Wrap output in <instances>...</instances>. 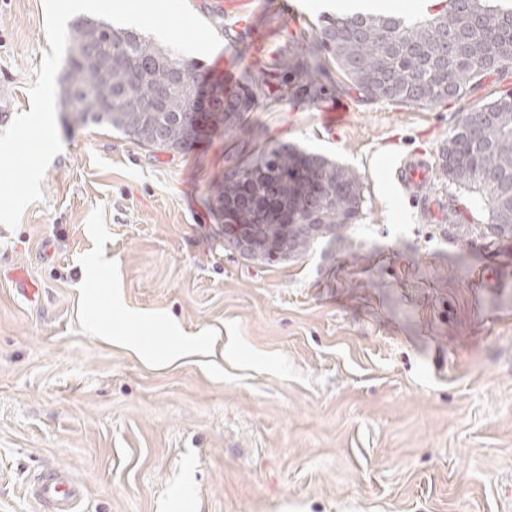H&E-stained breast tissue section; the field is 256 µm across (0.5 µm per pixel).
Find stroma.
Listing matches in <instances>:
<instances>
[{
	"instance_id": "stroma-1",
	"label": "stroma",
	"mask_w": 512,
	"mask_h": 512,
	"mask_svg": "<svg viewBox=\"0 0 512 512\" xmlns=\"http://www.w3.org/2000/svg\"><path fill=\"white\" fill-rule=\"evenodd\" d=\"M297 2L295 17L258 4L278 53L243 52L239 68H272L287 90L257 85L235 130L166 150L58 114L43 199L0 225V512H39L26 488L58 467L81 512H512V238L449 240L389 177L398 155L440 165L462 116L512 91V69L434 106L362 100L331 62L314 90L284 64L338 7ZM49 50L43 0H0L13 113L30 111ZM339 98L351 113L336 130L320 112ZM282 142L362 175L351 247L274 266L225 248V170ZM92 317L161 343L169 318L213 341L145 362L95 337Z\"/></svg>"
}]
</instances>
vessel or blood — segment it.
I'll return each instance as SVG.
<instances>
[{"mask_svg":"<svg viewBox=\"0 0 512 512\" xmlns=\"http://www.w3.org/2000/svg\"><path fill=\"white\" fill-rule=\"evenodd\" d=\"M224 15L235 19L237 28L249 30L253 58L272 57L273 39L254 14L245 8L243 0H224ZM237 70L238 58L231 53L225 54L214 66L213 72L220 76L225 93L237 92ZM349 112V103L340 99L323 111L322 121L326 126L339 129L346 125ZM433 173L432 163L420 154L395 159L391 165L394 185L412 203L420 219L428 223L445 219L441 197L429 189ZM28 492L41 512H79L82 493L64 471L51 469L40 473L29 484Z\"/></svg>","mask_w":512,"mask_h":512,"instance_id":"obj_1","label":"vessel or blood"}]
</instances>
